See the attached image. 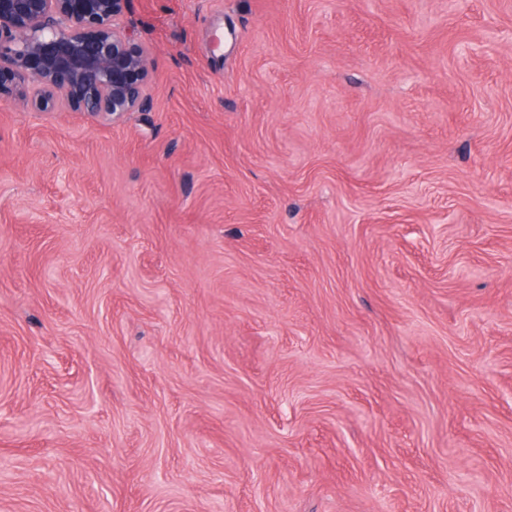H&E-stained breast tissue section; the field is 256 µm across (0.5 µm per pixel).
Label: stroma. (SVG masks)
<instances>
[{"instance_id": "obj_1", "label": "stroma", "mask_w": 512, "mask_h": 512, "mask_svg": "<svg viewBox=\"0 0 512 512\" xmlns=\"http://www.w3.org/2000/svg\"><path fill=\"white\" fill-rule=\"evenodd\" d=\"M123 22L0 104V512H512V0Z\"/></svg>"}]
</instances>
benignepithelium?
<instances>
[{
	"mask_svg": "<svg viewBox=\"0 0 512 512\" xmlns=\"http://www.w3.org/2000/svg\"><path fill=\"white\" fill-rule=\"evenodd\" d=\"M129 0H0V102L114 123L144 109L149 53L122 25Z\"/></svg>",
	"mask_w": 512,
	"mask_h": 512,
	"instance_id": "obj_1",
	"label": "benign epithelium"
}]
</instances>
